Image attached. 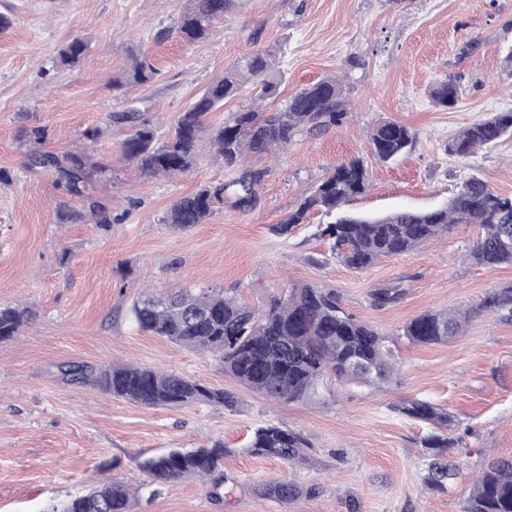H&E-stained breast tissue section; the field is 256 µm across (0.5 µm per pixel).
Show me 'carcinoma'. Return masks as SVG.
Here are the masks:
<instances>
[{
	"mask_svg": "<svg viewBox=\"0 0 512 512\" xmlns=\"http://www.w3.org/2000/svg\"><path fill=\"white\" fill-rule=\"evenodd\" d=\"M231 3L232 0H190L177 26L181 38L191 43L208 39L214 20L224 16ZM85 49L79 38L68 42L59 51L61 63L76 65ZM278 73L279 56L273 48L240 56L224 77L214 81L183 113L174 135L163 142L151 121L142 117L139 107L131 106L113 115V122L127 128L123 156L149 177H172L191 171L199 157V143L206 139L224 167L237 171V176L228 182L203 185L176 200L170 223L184 227L201 224L226 196L235 209L253 210L267 170L243 167L244 157L268 156L298 136H317L349 120L346 89L334 77L302 87L278 104L258 106L259 100L277 98ZM155 74L146 59H139L123 75L112 79V90L124 94L130 87L151 82ZM459 94V85L450 79L437 83L430 92L433 102L441 107L454 106ZM236 98L241 102L222 125H206L208 112ZM508 134L512 135V111L497 112L461 130L448 141L447 151L468 157ZM368 139L373 156L380 162H389L412 148L416 136L407 125L385 120L370 129ZM27 167L47 173L57 187L74 196L82 195L85 185L100 172L85 154L72 151H31ZM367 181V169L360 158L331 166L313 191L274 230L286 235L304 223L309 212L316 211L330 218L322 236L329 240L331 256L348 268L365 270L383 257L412 252L426 241L450 233L457 224H479L483 235L468 258L484 266L512 265V197L498 194L481 177H468L446 205L433 210H399L379 217L346 213L344 206L365 192ZM57 218L62 224L88 218L99 224L112 223L107 207L91 198L84 199L80 209L66 203L59 205ZM370 297L375 306L385 307L399 302L403 290L397 285L380 286L371 291ZM500 311L512 314L511 282L492 290L481 303L466 311H424L405 324L403 336L416 345L445 343L461 335L475 316ZM130 316L143 332L213 354L226 373L275 404L310 400L333 378L368 386L389 379L393 370L388 338L346 313L331 288L293 285L261 308L208 288L158 296L146 292L133 302ZM32 318L33 312L27 307L0 306V342L14 339ZM352 362L359 368H351ZM60 372L69 383L146 407L234 404V396L222 388L145 366L74 362L60 366ZM395 410L410 419L448 426V413L427 400L406 399ZM423 444L434 456L425 483L433 491H445L448 479L456 475V468L446 460L453 441L442 434H431ZM308 447L310 443L302 433L269 425L254 433L247 451L295 464L303 460ZM229 453L224 443L216 441L207 448L172 450L144 458L138 467L147 480L137 491L155 496L170 483L196 477L208 485V495L220 502L229 482L224 474V456ZM254 493L262 500L286 505L298 499L303 489L295 482L269 480L256 484ZM132 496L126 483L107 478L67 500L61 512H130ZM462 512H512V460H495L487 465L475 480Z\"/></svg>",
	"mask_w": 512,
	"mask_h": 512,
	"instance_id": "obj_1",
	"label": "carcinoma"
}]
</instances>
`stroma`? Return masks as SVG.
Wrapping results in <instances>:
<instances>
[{"mask_svg":"<svg viewBox=\"0 0 512 512\" xmlns=\"http://www.w3.org/2000/svg\"><path fill=\"white\" fill-rule=\"evenodd\" d=\"M187 0H0V305L28 306L35 318L14 340L0 342V512H53L91 481L112 477L137 486L136 458L223 441L233 487L212 501L200 479L169 484L158 497L135 498L131 512H461L472 478L495 459H512V316L487 313L447 343L411 344L404 325L428 309L477 306L512 282V265H472L462 256L481 229L456 225L413 252L355 271L332 258L313 215L288 235L274 232L322 180L326 170L359 157L366 192L350 210L381 214L447 202L468 176L480 175L512 196V137L466 158L449 155L448 140L492 113L512 110V0H233L206 42L190 44L176 30ZM87 44L77 66L58 52L73 38ZM275 46L288 97L331 76L344 80L353 103L349 122L319 136L296 138L275 157H248L267 169L260 202L249 212L216 205L205 223H167L172 204L230 174L209 150L194 169L173 178L144 176L122 157L125 137L112 114L128 99L160 138L171 135L204 90L241 54ZM142 55L153 82L113 93L111 80ZM451 79L462 94L435 107L433 84ZM382 120L406 124L416 143L384 164L368 144ZM46 133L38 144L28 129ZM100 128L98 141L85 133ZM84 149L104 166L86 194L114 221L59 223L55 206L69 199L45 173L27 170L31 150ZM291 284L335 289L347 313L386 335L396 373L371 386L339 384L334 395L274 405L225 373L212 354L140 332L127 318L132 300L153 290L218 288L261 307ZM398 284L394 305H373L370 291ZM138 364L173 371L233 392L230 407L193 404L150 408L68 383L60 365ZM409 398L448 412L460 468L447 491L427 490L430 425L395 409ZM277 424L311 443L288 465L247 454L258 428ZM291 480L306 495L283 505L255 496L257 483Z\"/></svg>","mask_w":512,"mask_h":512,"instance_id":"stroma-1","label":"stroma"}]
</instances>
